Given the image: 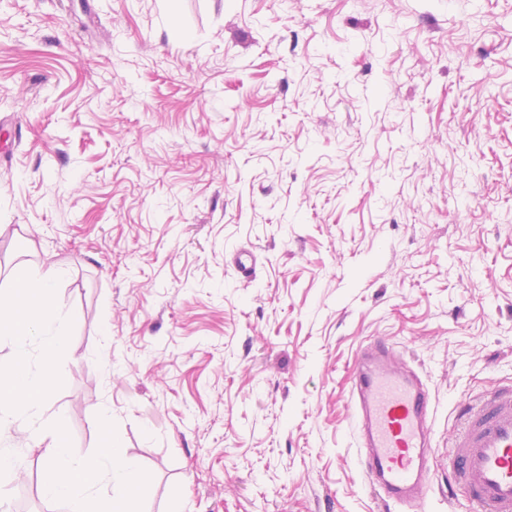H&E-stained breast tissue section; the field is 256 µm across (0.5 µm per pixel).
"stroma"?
<instances>
[{
    "instance_id": "1",
    "label": "stroma",
    "mask_w": 512,
    "mask_h": 512,
    "mask_svg": "<svg viewBox=\"0 0 512 512\" xmlns=\"http://www.w3.org/2000/svg\"><path fill=\"white\" fill-rule=\"evenodd\" d=\"M53 263L41 423L86 456L109 414L142 512H400L357 458L377 337L435 399L422 512H465L456 408L512 383V0H0V290ZM0 444V512H68Z\"/></svg>"
}]
</instances>
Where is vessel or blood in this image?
<instances>
[{"label":"vessel or blood","mask_w":512,"mask_h":512,"mask_svg":"<svg viewBox=\"0 0 512 512\" xmlns=\"http://www.w3.org/2000/svg\"><path fill=\"white\" fill-rule=\"evenodd\" d=\"M362 470L378 495L418 512L430 487L435 400L384 339L360 352L351 385ZM460 433L448 453V498L473 512H512V384L457 408Z\"/></svg>","instance_id":"obj_1"}]
</instances>
